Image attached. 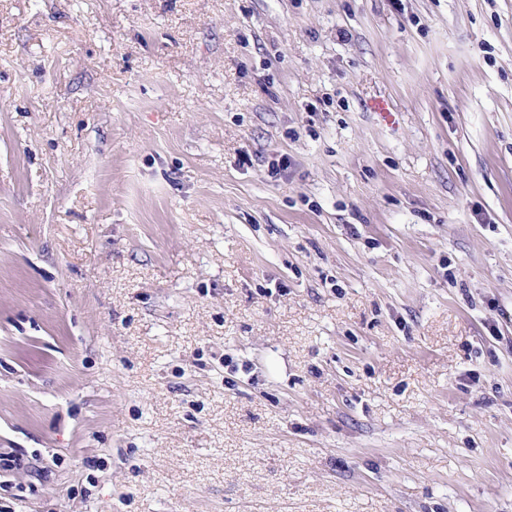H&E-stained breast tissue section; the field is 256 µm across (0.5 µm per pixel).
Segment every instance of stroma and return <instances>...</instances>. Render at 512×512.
Masks as SVG:
<instances>
[{"label": "stroma", "instance_id": "stroma-1", "mask_svg": "<svg viewBox=\"0 0 512 512\" xmlns=\"http://www.w3.org/2000/svg\"><path fill=\"white\" fill-rule=\"evenodd\" d=\"M0 512H512V0H0Z\"/></svg>", "mask_w": 512, "mask_h": 512}]
</instances>
